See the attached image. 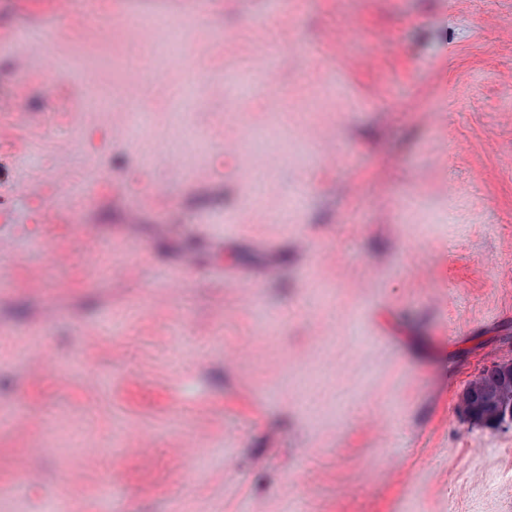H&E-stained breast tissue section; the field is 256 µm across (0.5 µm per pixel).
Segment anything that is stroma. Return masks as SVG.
<instances>
[{
  "instance_id": "stroma-1",
  "label": "stroma",
  "mask_w": 512,
  "mask_h": 512,
  "mask_svg": "<svg viewBox=\"0 0 512 512\" xmlns=\"http://www.w3.org/2000/svg\"><path fill=\"white\" fill-rule=\"evenodd\" d=\"M1 42L0 512H512L459 411L512 361V0H0Z\"/></svg>"
}]
</instances>
